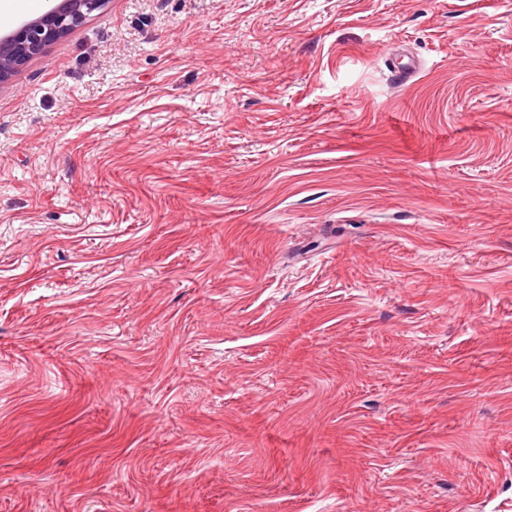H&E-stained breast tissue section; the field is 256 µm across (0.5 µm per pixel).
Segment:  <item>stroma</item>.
Returning a JSON list of instances; mask_svg holds the SVG:
<instances>
[{
  "mask_svg": "<svg viewBox=\"0 0 512 512\" xmlns=\"http://www.w3.org/2000/svg\"><path fill=\"white\" fill-rule=\"evenodd\" d=\"M0 512H512V0H108L0 86Z\"/></svg>",
  "mask_w": 512,
  "mask_h": 512,
  "instance_id": "35a3bbf8",
  "label": "stroma"
}]
</instances>
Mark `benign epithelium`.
Instances as JSON below:
<instances>
[{
	"instance_id": "obj_1",
	"label": "benign epithelium",
	"mask_w": 512,
	"mask_h": 512,
	"mask_svg": "<svg viewBox=\"0 0 512 512\" xmlns=\"http://www.w3.org/2000/svg\"><path fill=\"white\" fill-rule=\"evenodd\" d=\"M106 0H58L39 17L26 20L0 37V85L42 54L52 43L81 26Z\"/></svg>"
}]
</instances>
